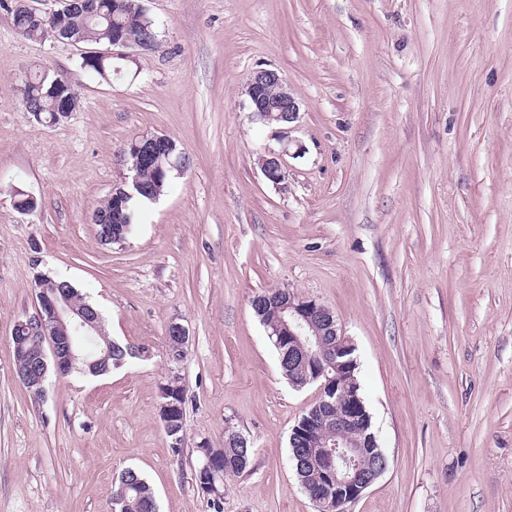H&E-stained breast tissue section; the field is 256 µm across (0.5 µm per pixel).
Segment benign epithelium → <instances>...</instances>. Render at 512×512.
Returning <instances> with one entry per match:
<instances>
[{"instance_id":"obj_1","label":"benign epithelium","mask_w":512,"mask_h":512,"mask_svg":"<svg viewBox=\"0 0 512 512\" xmlns=\"http://www.w3.org/2000/svg\"><path fill=\"white\" fill-rule=\"evenodd\" d=\"M145 50V42L131 32L120 31L112 37L109 48L83 52L85 62L91 64L101 57L123 54V50ZM245 94L253 115L269 125L284 126L299 117V105L280 75L273 69H257L246 82ZM74 96L61 94L55 103L49 124L55 125L75 111ZM174 156L172 169L180 171L188 164L186 154L177 149L167 135L144 134L132 143L131 180L112 190V197L124 199L131 195L127 186L145 193L148 186L139 173L153 168L160 155ZM260 169L273 183L285 177L283 154L270 152L259 159ZM38 299L35 313L14 324L15 356L28 359L29 373L36 375L38 393L44 394V383L49 370L59 377L77 371L99 376L111 370L112 340L95 354H88L77 346L75 336H104L100 314L90 305L80 304L68 290L51 277L39 274L33 286ZM173 338L168 341L167 355L175 363L187 353L189 340L184 326L171 323ZM269 338L281 353V361L305 366V378L297 384H319L320 397L304 411L292 432L295 440L297 466L315 473L314 481L303 489L315 503L317 512H341L348 503L360 499L385 473L387 456L381 450L375 434L370 431L369 412L356 388L349 386L352 377L351 359L347 358L354 345L338 327L331 309L309 297H294L279 307L278 322L269 332ZM116 367L125 360L116 362ZM172 386L159 390V414L166 435L173 445L180 442V406L172 399ZM217 462L216 455L203 450L202 465L198 471L199 486L203 492L218 496L220 492L205 483L208 473Z\"/></svg>"}]
</instances>
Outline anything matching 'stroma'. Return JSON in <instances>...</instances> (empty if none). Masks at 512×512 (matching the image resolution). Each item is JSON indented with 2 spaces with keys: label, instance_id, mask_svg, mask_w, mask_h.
Segmentation results:
<instances>
[{
  "label": "stroma",
  "instance_id": "1",
  "mask_svg": "<svg viewBox=\"0 0 512 512\" xmlns=\"http://www.w3.org/2000/svg\"><path fill=\"white\" fill-rule=\"evenodd\" d=\"M149 52L106 81L81 50L17 33L0 8V512H118L138 470L158 512H316L289 438L319 389L283 376L252 298L286 288L329 307L387 471L346 512H512V0H143ZM277 70L289 133L252 119L249 74ZM64 77L79 106L43 126L21 87ZM188 158L123 245L92 216L128 177V143ZM284 152L272 183L257 161ZM35 197L24 215L13 193ZM68 280L139 357L50 376L34 397L11 334L36 273ZM189 332L169 360L171 323ZM177 376L173 449L158 389ZM252 444L219 505L199 446Z\"/></svg>",
  "mask_w": 512,
  "mask_h": 512
}]
</instances>
